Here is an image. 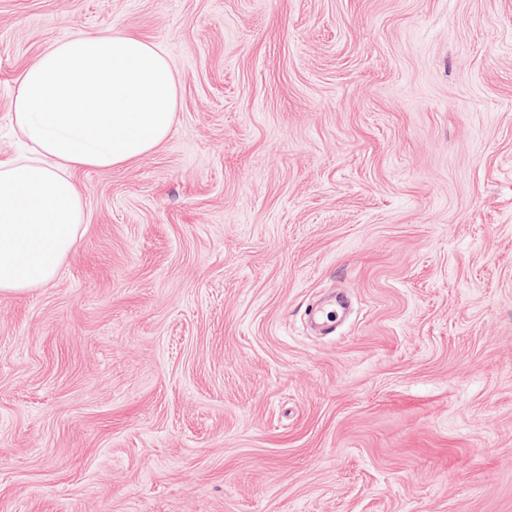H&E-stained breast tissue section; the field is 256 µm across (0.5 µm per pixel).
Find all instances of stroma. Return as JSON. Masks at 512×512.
<instances>
[{
	"label": "stroma",
	"mask_w": 512,
	"mask_h": 512,
	"mask_svg": "<svg viewBox=\"0 0 512 512\" xmlns=\"http://www.w3.org/2000/svg\"><path fill=\"white\" fill-rule=\"evenodd\" d=\"M106 30L176 120L0 296V512H512V0H0L1 156Z\"/></svg>",
	"instance_id": "35a3bbf8"
}]
</instances>
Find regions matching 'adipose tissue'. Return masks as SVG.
<instances>
[{"label":"adipose tissue","mask_w":512,"mask_h":512,"mask_svg":"<svg viewBox=\"0 0 512 512\" xmlns=\"http://www.w3.org/2000/svg\"><path fill=\"white\" fill-rule=\"evenodd\" d=\"M174 72L130 32L76 33L21 74L13 118L30 146L0 157V295L40 288L72 254L85 222L79 168L142 157L170 135Z\"/></svg>","instance_id":"obj_1"}]
</instances>
